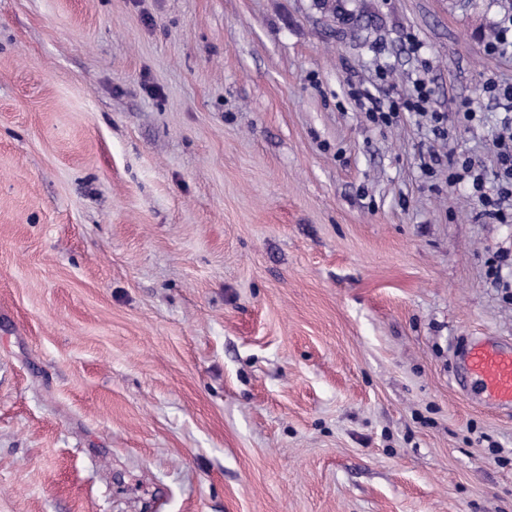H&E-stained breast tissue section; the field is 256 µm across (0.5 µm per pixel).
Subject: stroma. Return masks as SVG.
<instances>
[{
    "label": "stroma",
    "instance_id": "stroma-1",
    "mask_svg": "<svg viewBox=\"0 0 512 512\" xmlns=\"http://www.w3.org/2000/svg\"><path fill=\"white\" fill-rule=\"evenodd\" d=\"M505 27L0 0V512H512V409L453 355L512 342V223L448 183L495 181ZM419 80L426 114L369 119Z\"/></svg>",
    "mask_w": 512,
    "mask_h": 512
}]
</instances>
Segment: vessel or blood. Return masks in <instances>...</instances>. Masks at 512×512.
<instances>
[{
    "label": "vessel or blood",
    "instance_id": "b4317fda",
    "mask_svg": "<svg viewBox=\"0 0 512 512\" xmlns=\"http://www.w3.org/2000/svg\"><path fill=\"white\" fill-rule=\"evenodd\" d=\"M462 384L484 401L512 406V347L487 339L471 340L459 355Z\"/></svg>",
    "mask_w": 512,
    "mask_h": 512
}]
</instances>
